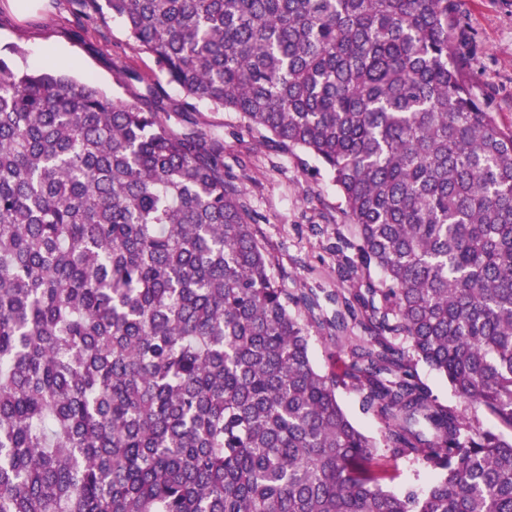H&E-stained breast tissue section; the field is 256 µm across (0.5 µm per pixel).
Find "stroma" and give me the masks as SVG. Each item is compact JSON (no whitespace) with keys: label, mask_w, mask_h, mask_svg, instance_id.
I'll return each instance as SVG.
<instances>
[{"label":"stroma","mask_w":512,"mask_h":512,"mask_svg":"<svg viewBox=\"0 0 512 512\" xmlns=\"http://www.w3.org/2000/svg\"><path fill=\"white\" fill-rule=\"evenodd\" d=\"M463 75L473 95L494 112L502 128L512 129V0H456L450 29ZM17 46L29 65L91 78L108 94L135 101L142 81H160L150 55L129 40L121 23L104 16L81 27L73 0H0V55ZM139 81L125 82L124 70ZM192 127L224 142V172L244 187L260 221L257 238L271 260V275L288 294L314 289L324 315L336 309L332 298L356 280L338 276L336 235L349 225L331 177L315 170L300 152L276 151L258 134L241 129L231 112L200 106ZM310 351L318 370L340 372L352 342L350 332L328 337L311 329ZM341 405L357 427L377 441L379 458L383 422L364 412L360 397L348 387L338 390Z\"/></svg>","instance_id":"stroma-1"}]
</instances>
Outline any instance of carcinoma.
<instances>
[{"mask_svg": "<svg viewBox=\"0 0 512 512\" xmlns=\"http://www.w3.org/2000/svg\"><path fill=\"white\" fill-rule=\"evenodd\" d=\"M76 2L183 99L0 56V512H512V435L417 371L512 432V130L452 0ZM201 105L332 177L339 275L381 274L334 318L273 279L223 140L184 126ZM324 324L368 333L347 385L426 488L383 487L311 358ZM420 379L429 387L432 394L442 403L464 409V403L456 396L448 381L423 364L418 365Z\"/></svg>", "mask_w": 512, "mask_h": 512, "instance_id": "cac0c4a2", "label": "carcinoma"}]
</instances>
